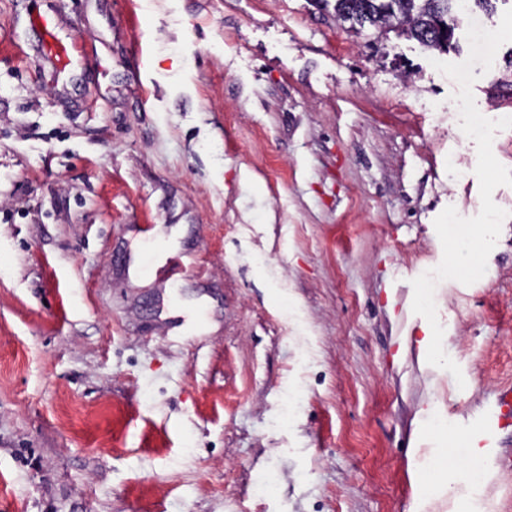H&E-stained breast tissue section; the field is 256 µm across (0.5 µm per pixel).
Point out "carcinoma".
<instances>
[{
	"label": "carcinoma",
	"instance_id": "1",
	"mask_svg": "<svg viewBox=\"0 0 512 512\" xmlns=\"http://www.w3.org/2000/svg\"><path fill=\"white\" fill-rule=\"evenodd\" d=\"M456 0H335L336 20L396 31L438 52L448 51L439 26L448 23Z\"/></svg>",
	"mask_w": 512,
	"mask_h": 512
}]
</instances>
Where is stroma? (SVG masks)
Returning <instances> with one entry per match:
<instances>
[{
	"instance_id": "35a3bbf8",
	"label": "stroma",
	"mask_w": 512,
	"mask_h": 512,
	"mask_svg": "<svg viewBox=\"0 0 512 512\" xmlns=\"http://www.w3.org/2000/svg\"><path fill=\"white\" fill-rule=\"evenodd\" d=\"M34 12L89 48L63 80ZM456 21L437 53L321 0H0V512H476L463 424L512 386V186L483 277L434 291L464 384L412 310L435 218L481 209L433 66L468 58ZM472 92L512 114V42ZM146 252L183 272L132 280Z\"/></svg>"
}]
</instances>
